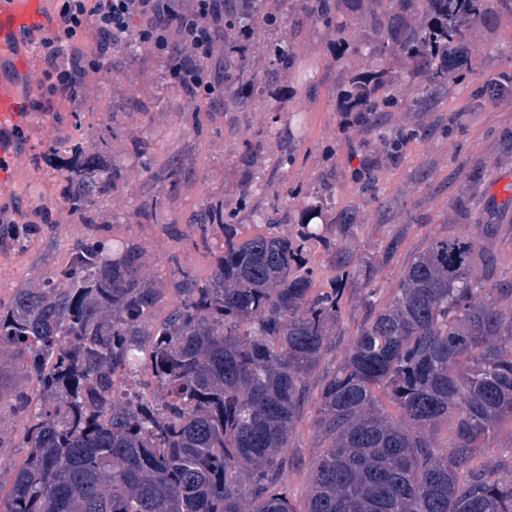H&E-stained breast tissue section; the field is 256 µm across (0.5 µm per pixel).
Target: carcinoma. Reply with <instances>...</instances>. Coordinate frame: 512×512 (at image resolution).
Here are the masks:
<instances>
[{"mask_svg": "<svg viewBox=\"0 0 512 512\" xmlns=\"http://www.w3.org/2000/svg\"><path fill=\"white\" fill-rule=\"evenodd\" d=\"M281 0H224V111L276 99L275 78L296 65L277 39L256 61V22ZM512 16V0H292L288 23L336 33L338 62L354 61L340 89L362 87L361 123L403 104L437 110L473 73L471 44L486 17ZM62 205L99 223L98 199L138 173L112 155L102 126L77 125L56 152ZM180 168L153 178L175 192ZM294 236L238 237L240 209L206 201L193 224L224 239L208 278L171 283L177 304L157 325L166 289L134 246L78 241L67 262L0 302V354L29 391L13 408L30 420L25 458L0 481L4 512H296L284 487L288 448L308 378L338 328L341 289L311 292L306 244L321 237L333 183H322ZM58 223L0 224V248H24ZM491 260L474 239L438 237L414 256L391 302L373 312L347 357L322 381L314 427L324 446L303 512H512V462L476 466L501 419L512 418V308L471 277ZM377 266L351 275L368 295ZM388 392L400 420L378 403ZM451 421L448 449L426 429Z\"/></svg>", "mask_w": 512, "mask_h": 512, "instance_id": "cac0c4a2", "label": "carcinoma"}]
</instances>
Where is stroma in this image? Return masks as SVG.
<instances>
[{
	"instance_id": "stroma-1",
	"label": "stroma",
	"mask_w": 512,
	"mask_h": 512,
	"mask_svg": "<svg viewBox=\"0 0 512 512\" xmlns=\"http://www.w3.org/2000/svg\"><path fill=\"white\" fill-rule=\"evenodd\" d=\"M276 36L289 39L287 27H280ZM334 38V33L308 24L296 39H289L297 69L279 81L285 93L275 114L228 112L220 99L197 112L180 111V94L161 67L145 60L133 68L118 54L112 57L111 73L101 76L92 97L80 107L88 130L110 125L113 153L139 172L130 185L99 200L106 234L116 242L137 244L146 272L164 285L180 269L201 280L211 271L222 233L212 230L204 245L190 226L204 201L235 205L245 178L252 176L259 187L252 205H275L295 217L318 191L322 174L334 171V204L323 216L329 228L323 240L309 244L304 267L311 272L313 291L340 282L341 313L331 348L309 379L288 450L284 485L298 507L309 494V470L322 446L313 426L319 385L323 375L343 360L369 314L363 290L344 280V273L364 261L377 262L376 299L385 304L412 258L433 238L447 235L475 238L478 250L493 258L497 273H512V151L503 144L505 134L512 132V96L473 112L468 109L475 89L487 87L500 73H512V17L502 15L476 26L470 85L450 90L437 111L415 112L405 106L384 113L374 128L336 109V89L347 66L336 63L331 54ZM401 129L416 130L417 135L406 143L399 160H381L371 191L362 192L358 173L370 150ZM248 138L259 141L260 147L246 159L243 142ZM288 149L293 150L295 163L277 167V159ZM473 160L483 164L484 177L477 188L479 208L465 217L458 213L456 199ZM169 163L184 171L173 194L151 178L152 171ZM19 164L29 175L15 186L13 199L22 209L29 202L48 200L59 229L53 235L35 236L24 250L0 251L4 301L20 282L64 264L73 244L96 232L62 207L53 169L34 167L27 154ZM152 198L161 201L162 209L157 221L148 222L141 217L140 206ZM345 211L354 213L353 224L334 227L335 217ZM486 222L497 226L488 238L476 233L477 225Z\"/></svg>"
}]
</instances>
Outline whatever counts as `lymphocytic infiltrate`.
Wrapping results in <instances>:
<instances>
[{"label":"lymphocytic infiltrate","instance_id":"f902f5d3","mask_svg":"<svg viewBox=\"0 0 512 512\" xmlns=\"http://www.w3.org/2000/svg\"><path fill=\"white\" fill-rule=\"evenodd\" d=\"M92 30L95 43L83 39ZM224 0H55L48 24L24 32L39 67L26 85L30 111L57 114L84 102L90 79L101 76L114 52L146 48L183 90L185 109L223 97Z\"/></svg>","mask_w":512,"mask_h":512}]
</instances>
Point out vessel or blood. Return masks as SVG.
I'll use <instances>...</instances> for the list:
<instances>
[{
	"label": "vessel or blood",
	"instance_id": "1",
	"mask_svg": "<svg viewBox=\"0 0 512 512\" xmlns=\"http://www.w3.org/2000/svg\"><path fill=\"white\" fill-rule=\"evenodd\" d=\"M44 0H0V131L30 129L35 113L26 111L17 90V78L32 77L33 69L14 40L22 30L44 23ZM14 144L0 143V188L18 182L22 170L15 161Z\"/></svg>",
	"mask_w": 512,
	"mask_h": 512
}]
</instances>
